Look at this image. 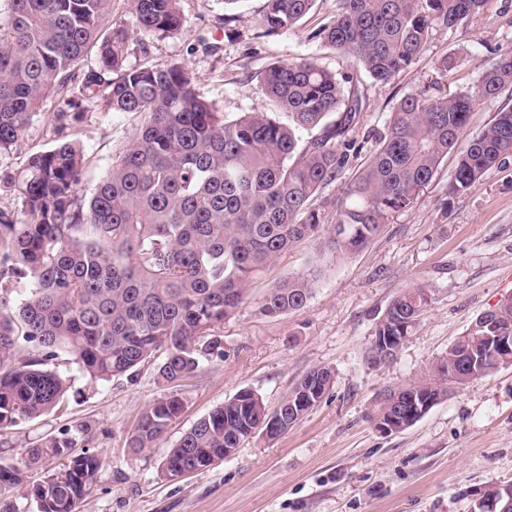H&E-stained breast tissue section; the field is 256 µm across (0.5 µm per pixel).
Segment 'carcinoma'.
Here are the masks:
<instances>
[{
  "instance_id": "carcinoma-1",
  "label": "carcinoma",
  "mask_w": 512,
  "mask_h": 512,
  "mask_svg": "<svg viewBox=\"0 0 512 512\" xmlns=\"http://www.w3.org/2000/svg\"><path fill=\"white\" fill-rule=\"evenodd\" d=\"M0 11V153L24 135L50 97L53 133L48 150L31 155L19 172L0 177L21 199L22 218L0 210V430L51 414L69 385L55 361L72 357L92 383L134 373L162 355L166 385L193 376L201 359L224 358L216 330L246 302L254 277L306 240H322L340 261L364 250L395 214L412 207L448 153L456 166L448 198L462 195L512 155V107L466 137L470 114L482 102L512 92V47L499 50L473 89L430 98L403 96L367 164L344 183L331 223L312 200L341 177L356 145L347 133L362 108L355 89L313 58L269 65L259 89L284 124L248 112L228 121L195 89L188 68L124 66L130 35L167 36L183 25L181 0H129L132 24L114 21L112 0H6ZM316 0H266L260 27L291 29ZM489 0H336V14L316 37L352 56L375 81L387 84L415 62L433 29L454 30ZM93 64L75 72L78 63ZM91 109L134 114L140 125L86 198L83 146L68 139L77 113ZM336 120L327 122L331 115ZM317 131L303 146L299 130ZM320 270L311 268L269 289L259 306L266 317L303 309ZM26 297L7 309L20 283ZM432 300L414 283L388 304L377 336H409ZM498 328L512 336V297L496 307ZM470 327L414 383L417 395L448 398V374H469L465 362L483 348ZM37 354L18 359L20 342ZM319 367L307 372L276 406L249 391L236 393L168 449L160 476L174 481L224 460L255 429H289L288 402L305 412L317 405ZM171 392L149 405L128 439L141 451L162 439L183 410ZM63 457V469L24 494L25 512H78L103 461L77 449L67 431L41 438L22 465L0 466V512H20L8 497L25 469Z\"/></svg>"
}]
</instances>
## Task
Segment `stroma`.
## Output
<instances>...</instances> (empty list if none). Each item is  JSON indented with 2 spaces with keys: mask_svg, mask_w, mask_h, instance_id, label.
<instances>
[{
  "mask_svg": "<svg viewBox=\"0 0 512 512\" xmlns=\"http://www.w3.org/2000/svg\"><path fill=\"white\" fill-rule=\"evenodd\" d=\"M181 7L180 32L131 36L126 63L186 64L198 93L226 119L275 113L256 80L274 62L311 57L336 73L358 70L312 37L335 14L336 0H317L298 26L269 35L259 26L265 0L232 8L224 0H182ZM508 46L512 0H492L455 30L435 28L412 68L390 84L361 76L364 108L350 134L360 156L374 149L401 97L466 92L492 53ZM447 56L466 63L442 71ZM50 119L47 107L32 118L23 138L0 155V175L22 170L30 155L54 146ZM137 124L120 112L80 114L72 133L89 157L83 195L94 191ZM454 167L447 158L414 207L394 215L362 252L336 261L319 242L305 241L279 256L252 283L248 304L225 320L223 358L203 360L174 388L184 408L155 447L134 453L126 442L145 408L172 389L157 377L159 358L91 385L64 354L56 368L71 383L66 400L48 416L0 432V465L20 462L37 440L66 430L104 462L80 512H473L485 485L512 483V366L453 391L404 431L381 433L370 419L381 394L424 376L482 313L512 295V157L450 199ZM314 265L322 275L302 310L274 318L259 313L268 289ZM416 282L431 288L430 306L395 358L372 365L376 322ZM316 367L334 371L333 386L288 432L272 441L253 435L206 470L159 478L168 449L199 418L244 389L277 405Z\"/></svg>",
  "mask_w": 512,
  "mask_h": 512,
  "instance_id": "stroma-1",
  "label": "stroma"
}]
</instances>
